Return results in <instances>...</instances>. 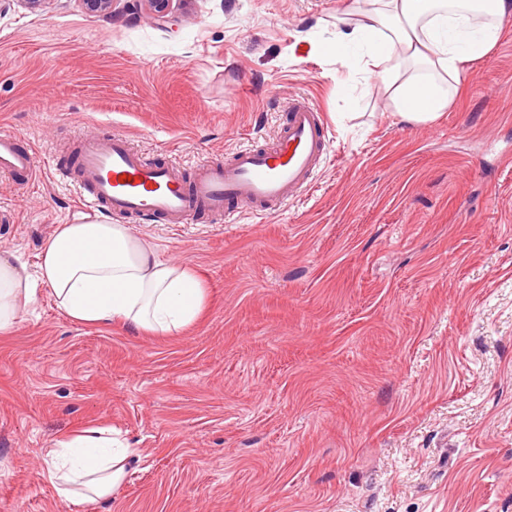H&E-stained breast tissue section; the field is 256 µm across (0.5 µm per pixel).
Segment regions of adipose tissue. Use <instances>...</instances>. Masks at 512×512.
<instances>
[{
	"label": "adipose tissue",
	"mask_w": 512,
	"mask_h": 512,
	"mask_svg": "<svg viewBox=\"0 0 512 512\" xmlns=\"http://www.w3.org/2000/svg\"><path fill=\"white\" fill-rule=\"evenodd\" d=\"M510 19L512 0H340L336 30L322 46L374 79L394 115L427 125L454 106L463 62L487 59ZM41 286L74 320L152 334L194 323L206 299L191 268L160 260L126 225L97 221L57 225L36 273L0 257V334ZM134 454L111 432L88 429L48 448L47 476L62 499L93 502L124 481Z\"/></svg>",
	"instance_id": "1"
}]
</instances>
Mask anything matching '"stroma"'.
<instances>
[{
  "instance_id": "obj_1",
  "label": "stroma",
  "mask_w": 512,
  "mask_h": 512,
  "mask_svg": "<svg viewBox=\"0 0 512 512\" xmlns=\"http://www.w3.org/2000/svg\"><path fill=\"white\" fill-rule=\"evenodd\" d=\"M339 0H187L168 22L0 0V131L39 178L0 176V253L36 270L79 219L48 167L124 135L192 175L268 147L302 95L327 158L279 211L128 218L207 288L169 335L74 321L47 289L0 334V512H512V20L412 128L324 52ZM120 432L137 456L93 504L44 455Z\"/></svg>"
}]
</instances>
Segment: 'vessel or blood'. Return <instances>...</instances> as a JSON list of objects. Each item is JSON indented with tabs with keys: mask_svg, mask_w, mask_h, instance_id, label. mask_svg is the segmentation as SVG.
Listing matches in <instances>:
<instances>
[{
	"mask_svg": "<svg viewBox=\"0 0 512 512\" xmlns=\"http://www.w3.org/2000/svg\"><path fill=\"white\" fill-rule=\"evenodd\" d=\"M327 151L321 110L304 96L291 100L288 120L270 148L246 147L229 161L199 166L191 180L175 167L147 161L128 139L81 140L73 156L53 170L72 183L81 212L145 216L182 224L200 212L233 216L238 207L275 212L296 192L311 187ZM40 169L34 151L0 132V175L27 183Z\"/></svg>",
	"mask_w": 512,
	"mask_h": 512,
	"instance_id": "obj_1",
	"label": "vessel or blood"
}]
</instances>
